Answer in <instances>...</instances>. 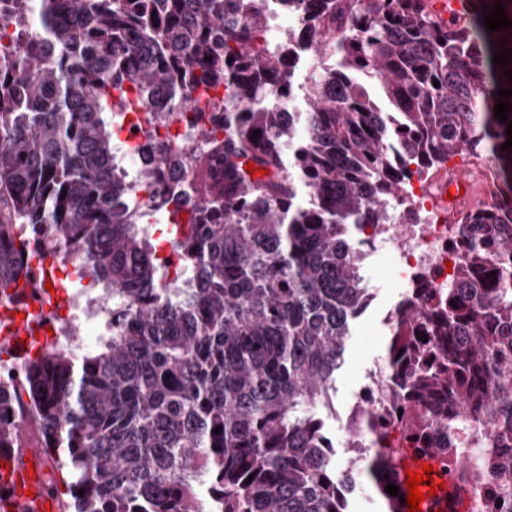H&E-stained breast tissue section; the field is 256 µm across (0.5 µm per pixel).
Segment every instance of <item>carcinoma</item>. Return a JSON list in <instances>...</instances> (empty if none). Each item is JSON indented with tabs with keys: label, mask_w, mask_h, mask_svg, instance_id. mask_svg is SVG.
<instances>
[{
	"label": "carcinoma",
	"mask_w": 512,
	"mask_h": 512,
	"mask_svg": "<svg viewBox=\"0 0 512 512\" xmlns=\"http://www.w3.org/2000/svg\"><path fill=\"white\" fill-rule=\"evenodd\" d=\"M26 2L13 23L40 52L0 59V292L44 228L82 249L119 320L94 351L24 362L0 390V448L36 424L75 512H347L361 460L394 512L391 433L368 418L370 447L344 467L319 407L367 294L361 225L389 223L405 182L459 156L474 175L492 164L493 196L453 219L465 253L433 309L389 326L386 365L405 374L400 445L493 512L512 490V111L494 117L512 56L492 62L512 25L486 30L495 0L446 20L424 0H288L305 40L265 48L264 0ZM142 112L206 145L172 158L155 138L135 178L183 172L169 241L194 270L184 290L161 285L150 202L129 211L112 177L115 129Z\"/></svg>",
	"instance_id": "cac0c4a2"
}]
</instances>
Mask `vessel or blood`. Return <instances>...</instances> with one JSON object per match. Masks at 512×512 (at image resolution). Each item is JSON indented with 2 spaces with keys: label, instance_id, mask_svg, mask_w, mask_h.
I'll use <instances>...</instances> for the list:
<instances>
[{
  "label": "vessel or blood",
  "instance_id": "1",
  "mask_svg": "<svg viewBox=\"0 0 512 512\" xmlns=\"http://www.w3.org/2000/svg\"><path fill=\"white\" fill-rule=\"evenodd\" d=\"M436 189L438 198L446 199L448 208L455 209L482 193L483 186L478 179L455 172L441 179ZM12 293L10 305H0V346L23 356L38 350L47 334L46 324L19 317L21 311L45 305L44 274L31 273L29 278L19 281ZM425 463L431 466L434 480L441 482L442 487L435 496L424 499L420 512H468L471 492L449 480L436 457L407 448L400 449L395 456L400 496L408 494L407 471H418ZM49 477L38 449H23L18 458L9 453L0 456V512H61Z\"/></svg>",
  "mask_w": 512,
  "mask_h": 512
}]
</instances>
